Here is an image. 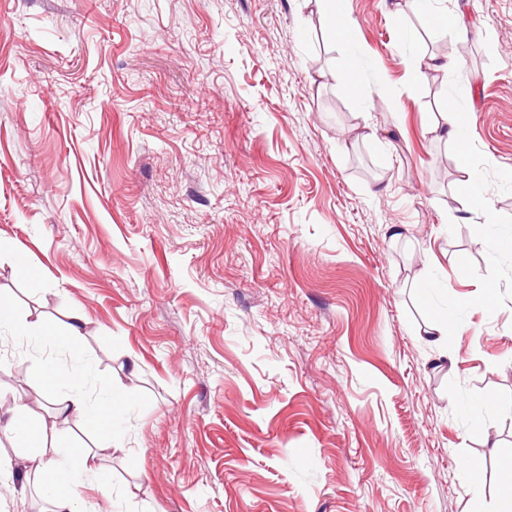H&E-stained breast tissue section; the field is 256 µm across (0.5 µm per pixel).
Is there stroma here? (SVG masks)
I'll return each mask as SVG.
<instances>
[{"instance_id": "obj_1", "label": "stroma", "mask_w": 512, "mask_h": 512, "mask_svg": "<svg viewBox=\"0 0 512 512\" xmlns=\"http://www.w3.org/2000/svg\"><path fill=\"white\" fill-rule=\"evenodd\" d=\"M345 13L339 44L306 0H0V294L62 338L85 319L0 338V394L47 421L75 371L124 394L113 437L56 428L112 482L84 512H499L512 0ZM450 99L465 160L430 130ZM49 508L0 473V512ZM462 171L465 178L460 183L459 191H461L462 201L468 205L482 194V184L479 174L471 168L469 163H463Z\"/></svg>"}]
</instances>
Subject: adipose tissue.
Returning <instances> with one entry per match:
<instances>
[{
	"instance_id": "1",
	"label": "adipose tissue",
	"mask_w": 512,
	"mask_h": 512,
	"mask_svg": "<svg viewBox=\"0 0 512 512\" xmlns=\"http://www.w3.org/2000/svg\"><path fill=\"white\" fill-rule=\"evenodd\" d=\"M9 414L0 434L11 439L16 447L30 449V457L36 462L37 482L52 493L55 512H78L80 487L98 473L95 456L56 445L46 423L21 405H14Z\"/></svg>"
}]
</instances>
